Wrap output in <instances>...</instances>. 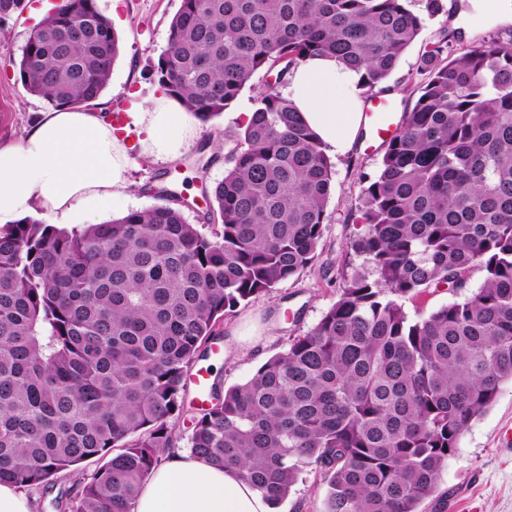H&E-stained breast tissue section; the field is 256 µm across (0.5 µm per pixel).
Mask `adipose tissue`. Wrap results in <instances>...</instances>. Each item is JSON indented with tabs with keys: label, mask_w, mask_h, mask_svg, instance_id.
Wrapping results in <instances>:
<instances>
[{
	"label": "adipose tissue",
	"mask_w": 512,
	"mask_h": 512,
	"mask_svg": "<svg viewBox=\"0 0 512 512\" xmlns=\"http://www.w3.org/2000/svg\"><path fill=\"white\" fill-rule=\"evenodd\" d=\"M288 93L304 121L327 149H352L363 100L358 74L326 56L305 58L290 74ZM142 136L129 144V127ZM196 130L175 100L161 96L133 103L126 116L110 119L74 105L43 113L22 142L0 145V227L22 216L70 218L83 203L82 220L127 198L132 190L128 153L152 160L179 158ZM133 512H272L236 470L175 452L143 484Z\"/></svg>",
	"instance_id": "obj_1"
}]
</instances>
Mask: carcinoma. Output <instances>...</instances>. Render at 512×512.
<instances>
[{
    "label": "carcinoma",
    "instance_id": "cac0c4a2",
    "mask_svg": "<svg viewBox=\"0 0 512 512\" xmlns=\"http://www.w3.org/2000/svg\"><path fill=\"white\" fill-rule=\"evenodd\" d=\"M22 0H0V26ZM424 26L408 0H180L150 71L202 122L252 77L284 81L330 54L383 84ZM421 57V83L363 176L351 249L372 272L288 349L190 420L189 451L277 506L306 468L322 512H422L470 422L512 381V41ZM96 0H64L15 62L56 107L96 101L119 56ZM224 179L205 191L221 223L184 206L132 210L70 229L24 217L0 228V483L73 480L55 506L132 512L176 447L187 379L224 316L311 266L324 235L333 163L294 103L258 92ZM480 288L411 318L399 299ZM101 462L91 474L83 464Z\"/></svg>",
    "mask_w": 512,
    "mask_h": 512
}]
</instances>
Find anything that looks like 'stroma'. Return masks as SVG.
<instances>
[{
    "label": "stroma",
    "mask_w": 512,
    "mask_h": 512,
    "mask_svg": "<svg viewBox=\"0 0 512 512\" xmlns=\"http://www.w3.org/2000/svg\"><path fill=\"white\" fill-rule=\"evenodd\" d=\"M99 11L112 21L119 38L120 55L102 96L90 111L123 114L131 101L150 102L163 92L146 73L168 49L169 23L180 0H96ZM444 9L426 18L417 40L406 50L387 81L396 90V110L410 104L409 94L420 80L419 66L428 44L448 37V48L459 53L486 41L512 39V23L486 21L472 0H443ZM54 6V0H27V9L17 20L0 29V143L19 142L50 105L27 93L12 57L20 56L30 30ZM465 18L473 29L464 36L453 25ZM273 76L257 73L232 106L206 122H196V134L181 158L152 163L131 152L129 174L140 191L132 199L118 201L103 212L101 222L162 203L161 192L172 189L194 202L189 221H196L206 203L202 190L221 181L229 163L227 153L236 142L243 113L252 111L257 93L273 83ZM382 148L356 147L332 155L335 188L325 212V231L315 263L298 276L281 283L272 292L252 299L224 318V358L217 363L223 388L245 383L268 358L285 351L291 337L314 327L337 296L343 276L361 267L363 260L350 249L351 239L361 230V177L378 169ZM512 383H504L494 405L474 419L463 433L457 455L443 471L438 492L444 512H512ZM326 486L318 472L300 475L288 498L275 512H321Z\"/></svg>",
    "instance_id": "35a3bbf8"
}]
</instances>
